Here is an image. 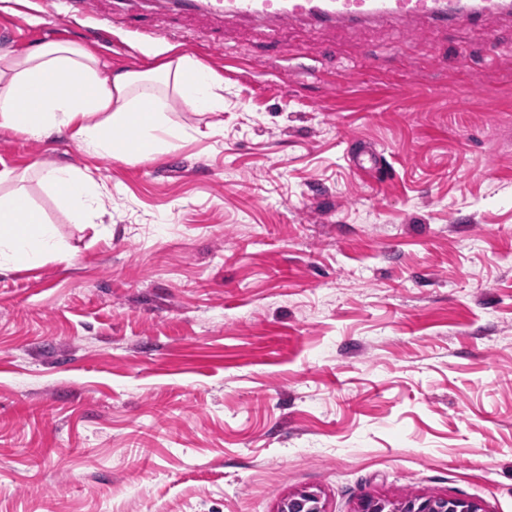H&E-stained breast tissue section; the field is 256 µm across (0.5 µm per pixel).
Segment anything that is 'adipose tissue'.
<instances>
[{
    "label": "adipose tissue",
    "instance_id": "1",
    "mask_svg": "<svg viewBox=\"0 0 512 512\" xmlns=\"http://www.w3.org/2000/svg\"><path fill=\"white\" fill-rule=\"evenodd\" d=\"M165 87L192 111L224 109L223 81L186 55L155 69L124 71L74 43L5 52L0 54V126L33 137L65 131L89 153L147 160L187 134L166 115ZM127 127L137 131L134 143L115 136ZM42 180L74 222H85L102 201L104 190L89 172L53 166ZM46 255L68 257L54 226L42 220L24 192L0 194V266L33 264Z\"/></svg>",
    "mask_w": 512,
    "mask_h": 512
}]
</instances>
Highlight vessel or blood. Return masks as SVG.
Listing matches in <instances>:
<instances>
[{
    "mask_svg": "<svg viewBox=\"0 0 512 512\" xmlns=\"http://www.w3.org/2000/svg\"><path fill=\"white\" fill-rule=\"evenodd\" d=\"M158 9L116 7L105 22L147 17L144 36L161 39L178 35L182 27L226 19L285 23L291 20L336 25L372 20L428 19L435 24L474 23L489 14L511 15L512 0H160ZM42 18L76 21L92 14L91 0H40Z\"/></svg>",
    "mask_w": 512,
    "mask_h": 512,
    "instance_id": "1",
    "label": "vessel or blood"
}]
</instances>
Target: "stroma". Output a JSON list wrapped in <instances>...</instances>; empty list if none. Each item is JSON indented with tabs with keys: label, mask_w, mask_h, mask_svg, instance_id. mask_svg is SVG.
<instances>
[{
	"label": "stroma",
	"mask_w": 512,
	"mask_h": 512,
	"mask_svg": "<svg viewBox=\"0 0 512 512\" xmlns=\"http://www.w3.org/2000/svg\"><path fill=\"white\" fill-rule=\"evenodd\" d=\"M141 71L181 55L224 109L144 161L0 126L71 262L0 269V512H275L320 490L512 512V17L231 20L142 40L0 0V52ZM375 154L369 175L354 157ZM110 192L70 220L43 168Z\"/></svg>",
	"instance_id": "stroma-1"
}]
</instances>
